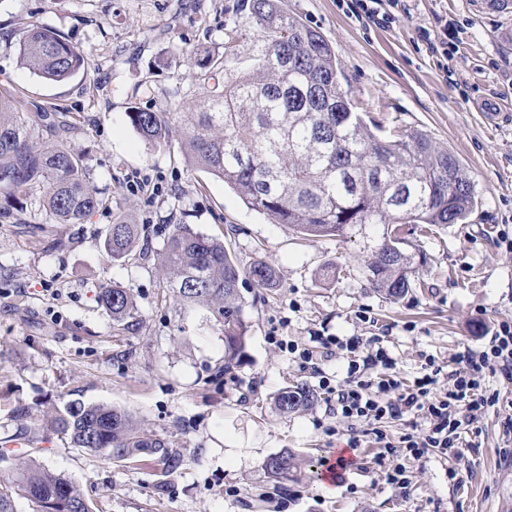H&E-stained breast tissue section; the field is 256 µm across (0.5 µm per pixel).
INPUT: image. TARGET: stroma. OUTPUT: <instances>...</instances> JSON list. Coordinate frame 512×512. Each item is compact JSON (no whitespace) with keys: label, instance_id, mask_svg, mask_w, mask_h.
Segmentation results:
<instances>
[{"label":"stroma","instance_id":"1","mask_svg":"<svg viewBox=\"0 0 512 512\" xmlns=\"http://www.w3.org/2000/svg\"><path fill=\"white\" fill-rule=\"evenodd\" d=\"M239 0H0V97L23 112H55L48 142L85 157L105 206L83 223L57 224L43 192L19 195L0 212V474L19 447L34 444L43 467L77 485L94 512H512V382L487 375L500 402L462 431L464 454L407 459L405 487L391 485V461L377 462L375 438L336 415L321 377L342 381L347 362L326 354L301 363L279 340L379 337L399 377L440 366L480 348L498 322L512 318V7L481 0H405L388 22L356 16L351 0H284L289 13L331 45L341 89L365 121L418 130L452 151L475 185L465 220L411 235L425 253L399 302L370 284L367 261L384 225L355 224L336 238L304 240L288 225L251 209L223 180L193 167L179 127L165 143L141 137L127 112H192L201 95L193 57H222L224 29L242 27L241 71L257 33ZM76 47L83 68L59 82L20 63L33 26ZM498 113L488 123L486 113ZM144 228L141 245L161 249L175 224L223 240L241 269L266 260L271 288L246 287L249 345L243 363L221 381L224 334L199 310H181L162 288L154 262H115L103 249L109 225ZM63 247H53V240ZM336 273L324 286V271ZM129 289L138 307L120 330L99 304L100 287ZM303 384L315 403L277 412L274 396ZM78 399L133 414L143 431L185 448L184 468L162 476L155 464H124L36 431L52 406ZM359 437L354 466L329 488L320 480L331 449ZM297 475L273 484L265 460L283 451ZM457 479H449V470ZM166 481L157 493L158 481Z\"/></svg>","mask_w":512,"mask_h":512}]
</instances>
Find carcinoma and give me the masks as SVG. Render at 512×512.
<instances>
[{"mask_svg": "<svg viewBox=\"0 0 512 512\" xmlns=\"http://www.w3.org/2000/svg\"><path fill=\"white\" fill-rule=\"evenodd\" d=\"M246 21L258 31L253 70L234 73L238 27L225 29L224 59L197 60L203 85L198 111L182 120L183 148L197 167L235 189L251 209L310 237L341 236L352 224L390 227L367 264L368 280L388 300L412 287L421 251L410 252L408 224H457L476 204V191L453 153L423 133L392 128L371 131L340 88L335 53L323 35L288 13L281 0H242ZM21 63L39 76L62 81L83 66L81 53L55 32L34 26L20 45ZM131 126L158 144L169 137L174 114L130 107ZM29 114L0 99V193L34 187L57 224H81L102 205L90 186L82 155L59 143L33 144ZM142 227L119 220L105 235L109 258L133 255ZM154 260L174 301L206 312L222 326L224 364L232 373L247 354L248 324L240 286H274L265 260L243 271L224 242L176 224ZM99 300L116 325L129 327L137 311L131 293L100 289ZM303 384L287 386L275 407L287 414L314 403ZM40 429L62 435L75 448L131 463H155L162 475L183 469L186 449L141 431L126 411L70 400L44 415ZM297 468L291 451L269 457L268 477L280 482ZM35 512H93L67 479L20 455L11 474L0 477V512H17L16 498Z\"/></svg>", "mask_w": 512, "mask_h": 512, "instance_id": "cac0c4a2", "label": "carcinoma"}]
</instances>
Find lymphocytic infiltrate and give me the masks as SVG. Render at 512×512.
Returning <instances> with one entry per match:
<instances>
[{
  "label": "lymphocytic infiltrate",
  "instance_id": "f902f5d3",
  "mask_svg": "<svg viewBox=\"0 0 512 512\" xmlns=\"http://www.w3.org/2000/svg\"><path fill=\"white\" fill-rule=\"evenodd\" d=\"M321 343L336 347L348 361L347 381L335 385L330 378L321 380L322 389L336 398L337 416L374 427L381 458L396 461L388 478L400 485L406 482V469L400 465V458L461 447L462 429L478 423L485 411L498 403V392L488 390L485 384L486 373L512 381L511 319L498 323L484 349L457 352L456 368L448 374V387L437 397L432 391L441 368L435 359H428L424 374L407 383L395 374L394 361L387 350L375 347L373 339L326 336ZM412 413L422 415L429 423L422 435L407 433L394 443L377 428L384 420Z\"/></svg>",
  "mask_w": 512,
  "mask_h": 512
}]
</instances>
